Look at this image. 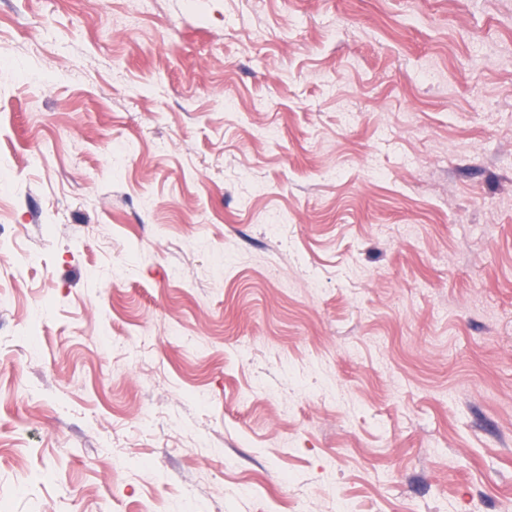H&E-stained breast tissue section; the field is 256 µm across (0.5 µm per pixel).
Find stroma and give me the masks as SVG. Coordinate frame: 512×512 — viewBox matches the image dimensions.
<instances>
[{"label":"stroma","instance_id":"stroma-1","mask_svg":"<svg viewBox=\"0 0 512 512\" xmlns=\"http://www.w3.org/2000/svg\"><path fill=\"white\" fill-rule=\"evenodd\" d=\"M0 512L512 502V0H0Z\"/></svg>","mask_w":512,"mask_h":512}]
</instances>
